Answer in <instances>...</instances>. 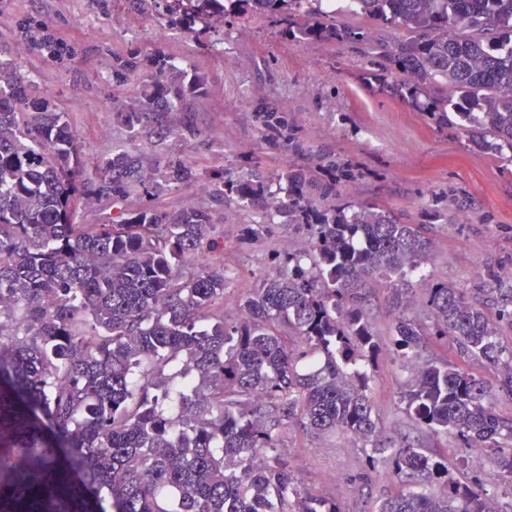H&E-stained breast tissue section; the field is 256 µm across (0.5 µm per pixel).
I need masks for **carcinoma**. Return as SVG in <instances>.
<instances>
[{"label": "carcinoma", "instance_id": "1", "mask_svg": "<svg viewBox=\"0 0 512 512\" xmlns=\"http://www.w3.org/2000/svg\"><path fill=\"white\" fill-rule=\"evenodd\" d=\"M165 29L222 33L264 15L293 45L342 43L365 61L366 78L464 131L467 147L512 152V0H353L351 14L405 35L385 41L336 20L323 0H153ZM146 71L142 102L117 113L127 144L87 163L77 137L48 99L22 92L0 62V439L26 461L0 458V512H341L298 486L282 433L337 432L370 444L367 466L385 467L400 490L376 512H489L487 487L512 497V418L488 406L489 386L466 365L500 369L512 393V350L494 340L512 326V287L496 288L490 316L464 292L437 283L408 310V279L432 256L425 224L378 202L336 205L346 176L336 157L278 174L281 196L257 165L212 177L211 203L191 200L175 217L152 206L83 224L96 199L193 187L182 156L144 167L141 145L196 136L163 122L197 79L178 81L160 51L112 56V89ZM263 131L304 151L288 112L257 101ZM259 208L245 235L289 224L304 251L271 257L272 270L246 292V317L224 318V266L195 262L224 248L211 234L213 205ZM387 291L388 341L397 364L421 360L401 398L427 438L453 436L494 471L463 481L448 458L373 418L368 369L382 341L370 289ZM457 359L437 353L448 344Z\"/></svg>", "mask_w": 512, "mask_h": 512}]
</instances>
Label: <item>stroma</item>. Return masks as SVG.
<instances>
[{
	"mask_svg": "<svg viewBox=\"0 0 512 512\" xmlns=\"http://www.w3.org/2000/svg\"><path fill=\"white\" fill-rule=\"evenodd\" d=\"M154 10L153 0H140L132 9L110 0H0V60L12 61L31 92L49 98L65 114L89 162L126 143L127 129L117 115L139 103L140 81L113 92V55L137 51L146 56L162 49L178 71L203 79L201 92L183 97L175 114L199 130V139L167 138L164 151L189 156L208 178L224 167L256 162L273 178L288 162L305 165L332 153L355 171L353 179L341 183V199L379 202L401 210L413 224L424 222L427 210H438L429 225L434 252L424 278L411 281L414 294H421L425 284L445 282L488 303L492 275L512 268V175L501 172L493 154L468 151L464 134L439 130L426 113L364 80V61L352 48L289 45L272 22L247 16L227 33L223 54H205L194 37L163 31ZM30 15L39 25L30 34L29 51L23 52L16 26ZM46 32L68 41L67 64L44 60L37 45ZM259 97L290 113L309 147L307 155L295 158L266 142L254 110ZM149 200L136 191L119 206L97 201L83 208V221L105 224L119 208L136 210ZM150 201L176 215L188 194L162 191ZM255 218L254 210L234 205L219 214L224 252L214 261L224 267V314L231 319L241 315L242 294L268 271L270 254L306 244L285 224L272 234L243 240V225ZM407 378L389 351H382L370 389L375 414L392 435L407 429L399 405ZM284 446L299 481L335 500L341 512H376L399 488L384 470L367 471L355 439L298 431ZM429 446L447 456L457 478L494 469L489 457L464 455L455 439L442 437Z\"/></svg>",
	"mask_w": 512,
	"mask_h": 512,
	"instance_id": "stroma-1",
	"label": "stroma"
}]
</instances>
